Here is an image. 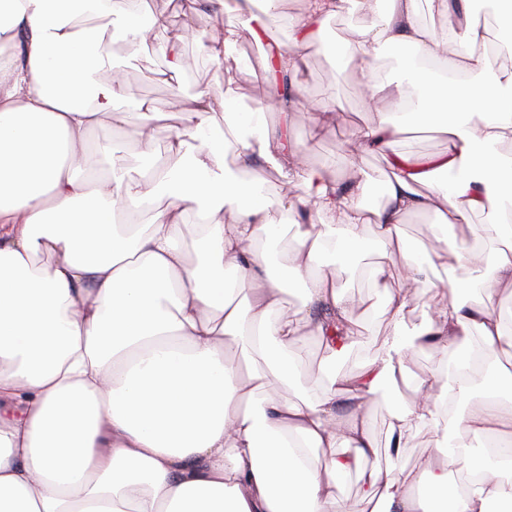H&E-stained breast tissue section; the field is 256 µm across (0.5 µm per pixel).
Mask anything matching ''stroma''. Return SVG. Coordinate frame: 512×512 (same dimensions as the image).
I'll use <instances>...</instances> for the list:
<instances>
[{
    "label": "stroma",
    "mask_w": 512,
    "mask_h": 512,
    "mask_svg": "<svg viewBox=\"0 0 512 512\" xmlns=\"http://www.w3.org/2000/svg\"><path fill=\"white\" fill-rule=\"evenodd\" d=\"M218 17L228 23L236 21L238 14L217 6L213 8L211 15L200 19L194 39L183 43L181 48L180 85L171 84L164 76L167 60L158 50V32L148 34L146 48L127 67L128 86L138 94L149 92L150 102L157 111L164 114L153 145L154 158H163L171 129L180 122L171 105L176 94L187 95L197 87L205 85L209 86L215 96L221 97L225 94L224 81L219 76V70L207 59L204 51L205 43L221 34L220 29L213 24ZM251 44L249 33H241L235 53L240 59L247 61L248 66L240 72L233 95L240 108L245 109L251 105L266 108L269 122L274 125L279 119L278 93L270 84H254L253 79L257 69L261 68L262 61L257 53L251 52ZM291 81L298 96L308 105L307 111L295 113L291 138L305 154L309 165L322 170L327 179L332 181L361 172L369 174L371 180L366 193V205L374 210L383 208L385 198L381 187L391 176L388 153L362 146L358 131L374 121L376 111H395V102L386 100L380 109H373L365 96L354 65L338 62L333 56L314 47L307 50L300 70L292 74ZM327 103L334 104L337 111L346 113L347 118L342 126L322 130L311 119V111ZM443 222V215L433 212L410 213L402 218L400 228L413 254L420 256L435 249L436 242L429 227ZM430 280L429 288L414 299L406 314L408 328L425 324L437 306L456 298L455 292L448 286V276L444 270L440 269L431 274ZM348 287L357 298L353 316L362 323L364 334L360 344L337 362L336 370L341 374L357 372L362 363L374 355L389 332L387 318L382 313L383 298L370 286L368 280L349 281ZM293 353L299 362V374L305 386L311 392H320L326 380L321 371L324 352L318 339L308 337L298 341L293 347ZM390 422L391 415L385 406L378 405L372 409V430L379 446L375 463L382 470H391L396 462L411 466L420 458L434 453L432 434L423 429L409 436L400 455H393L388 450L386 441Z\"/></svg>",
    "instance_id": "1"
}]
</instances>
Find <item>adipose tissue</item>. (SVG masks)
Wrapping results in <instances>:
<instances>
[{"label":"adipose tissue","mask_w":512,"mask_h":512,"mask_svg":"<svg viewBox=\"0 0 512 512\" xmlns=\"http://www.w3.org/2000/svg\"><path fill=\"white\" fill-rule=\"evenodd\" d=\"M257 1L259 13L205 47L223 63L225 85L243 66L233 54L240 28L258 32L280 11L281 0L244 3ZM430 6L450 19L437 35L417 22L416 0H305L278 53L294 72L311 47L336 52L355 63L371 100L396 99L398 111L359 131L365 143L441 121L446 149L408 159L385 183V209L373 211L365 181H327L301 164L264 108L239 110L205 86L179 101L161 175H133L88 137L109 126L142 147L153 141L157 112L120 77L146 40L142 0H0V512H338L339 482L378 451L371 406L399 378L411 379L416 397L389 403V448L427 427L437 453L393 473L367 470L371 512H421L426 499L441 512L512 505V457L501 456L512 446V412L500 409L512 374L476 383L512 347V320L453 301L407 328L410 286L395 284L384 261L407 249L401 217L437 208L439 196L455 201L452 224L490 205L507 249L482 266L476 247L449 242L435 224L434 258L448 271L468 258L475 275L466 287L512 294V157L498 149L512 139V69L488 71L473 52L486 32L468 0ZM347 8L368 25L356 41L328 43L325 22ZM456 42L469 52L436 64ZM386 55L399 72L380 82L371 65ZM120 98L129 111L116 110ZM222 124L235 138L217 135ZM231 152L284 177L277 203L259 173L242 179L225 166ZM94 153L108 164L97 178L82 173ZM429 182L439 195L418 192ZM156 197L168 204L149 223L114 221ZM190 213L199 219L192 265L181 245ZM313 213L341 221L304 223ZM288 230L295 245L283 263L270 247ZM371 251L382 260L362 274L383 291L391 334L356 375L330 376L320 395L269 396L267 386L295 381L289 349L301 337L318 338L331 363L356 345L355 300L336 280L342 264ZM294 289L303 304L290 314ZM473 335L478 356L457 355ZM245 336L261 359L247 370L225 353ZM429 336L443 368L410 378L406 353ZM477 392L482 403L459 413ZM479 438L488 452H473ZM459 465L461 483L450 478Z\"/></svg>","instance_id":"ef3b65f1"}]
</instances>
